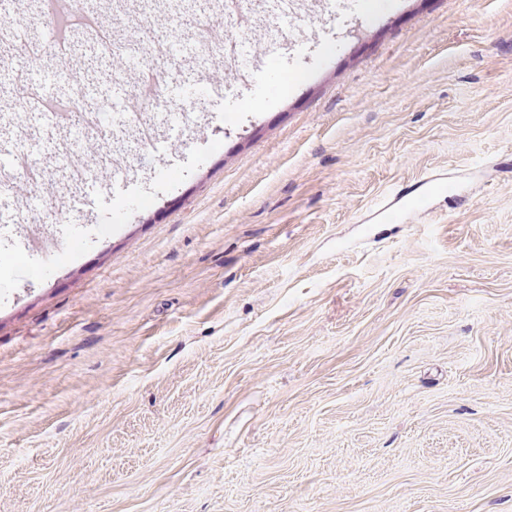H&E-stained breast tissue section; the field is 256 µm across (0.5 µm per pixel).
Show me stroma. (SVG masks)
Masks as SVG:
<instances>
[{
	"label": "stroma",
	"instance_id": "stroma-1",
	"mask_svg": "<svg viewBox=\"0 0 512 512\" xmlns=\"http://www.w3.org/2000/svg\"><path fill=\"white\" fill-rule=\"evenodd\" d=\"M322 17L58 274L0 239V512H512V0Z\"/></svg>",
	"mask_w": 512,
	"mask_h": 512
}]
</instances>
